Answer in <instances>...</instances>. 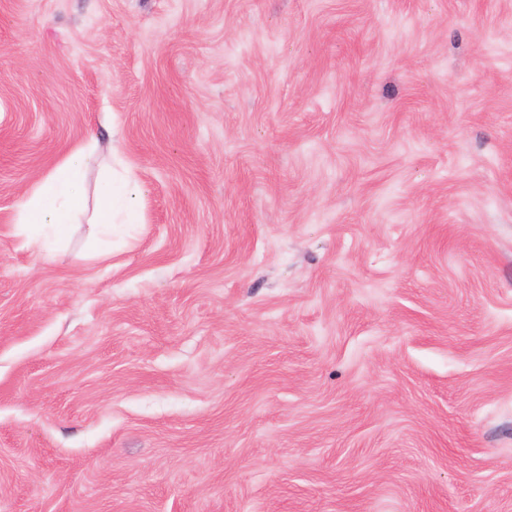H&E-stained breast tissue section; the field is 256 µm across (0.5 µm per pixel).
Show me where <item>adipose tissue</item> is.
<instances>
[{
	"mask_svg": "<svg viewBox=\"0 0 512 512\" xmlns=\"http://www.w3.org/2000/svg\"><path fill=\"white\" fill-rule=\"evenodd\" d=\"M81 165L69 161L58 165L21 204L16 226L20 233L36 235L40 249L51 254L58 242L57 232L81 214L98 226L103 236H111L118 224L137 221L142 189L131 177H116L105 169L99 180L95 206H87Z\"/></svg>",
	"mask_w": 512,
	"mask_h": 512,
	"instance_id": "ef3b65f1",
	"label": "adipose tissue"
}]
</instances>
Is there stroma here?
I'll return each mask as SVG.
<instances>
[{"mask_svg":"<svg viewBox=\"0 0 512 512\" xmlns=\"http://www.w3.org/2000/svg\"><path fill=\"white\" fill-rule=\"evenodd\" d=\"M0 512H512V0H0ZM79 158L58 165L42 184L23 203L16 216V226L20 233L32 236L34 229L51 228L55 234H37L35 241L44 254H51L57 245V232L65 224L86 213L87 204L83 188L84 174ZM141 196L142 189L137 181L124 175L117 178L114 169L108 166L100 176L89 224H96L103 236L112 237V227L116 224L137 223Z\"/></svg>","mask_w":512,"mask_h":512,"instance_id":"obj_1","label":"stroma"}]
</instances>
